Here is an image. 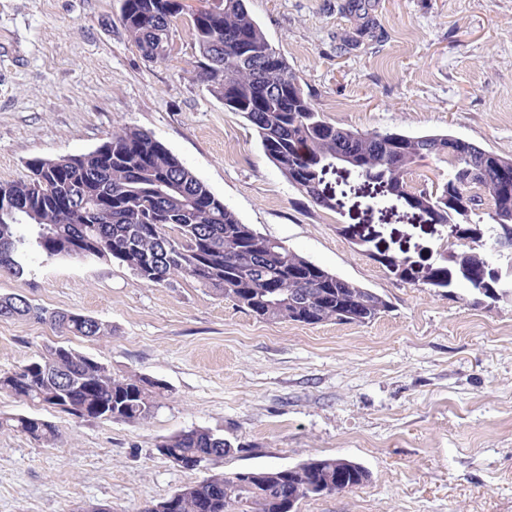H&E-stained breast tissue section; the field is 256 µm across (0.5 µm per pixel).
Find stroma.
<instances>
[{
	"label": "stroma",
	"instance_id": "stroma-1",
	"mask_svg": "<svg viewBox=\"0 0 512 512\" xmlns=\"http://www.w3.org/2000/svg\"><path fill=\"white\" fill-rule=\"evenodd\" d=\"M376 37L340 50L357 21L342 0H246L309 93L337 126L450 133L512 156V0H371ZM120 0H0V181L35 158L94 150L119 127L152 133L242 223L390 308L368 324L260 321L191 280L144 283L112 262L36 259L0 273V295L111 324L108 337L59 336L0 319V375L65 341L114 377L163 383L142 423L77 421L0 392V418L60 430L52 445L0 428V512H143L215 473L344 457L364 487L301 500L297 512H512V296L474 303L463 288L397 281L337 225L379 231L391 250L429 261L442 227L355 173L328 172L341 207L312 205L264 154L241 114L192 75L183 14L165 59L144 58ZM234 453L196 471L158 455L192 428Z\"/></svg>",
	"mask_w": 512,
	"mask_h": 512
}]
</instances>
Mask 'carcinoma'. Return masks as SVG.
I'll list each match as a JSON object with an SVG mask.
<instances>
[{
    "mask_svg": "<svg viewBox=\"0 0 512 512\" xmlns=\"http://www.w3.org/2000/svg\"><path fill=\"white\" fill-rule=\"evenodd\" d=\"M184 0H121L120 21L147 59L167 55L171 24ZM198 48L194 77L224 106L242 114L265 155L312 204L329 210L315 192L325 165L338 155L351 170L381 183L390 195L448 230V255L395 270V279L432 288L462 286L475 296L512 285L491 277L486 247L512 240V190L499 165L512 157L448 133L362 132L328 122L285 59L250 15L245 0H207L191 13ZM110 150L57 159L35 158L23 180L0 182V272L21 277L38 253L48 259L118 261L141 280L159 285L188 278L233 301L260 320L316 325L368 324L389 308L384 296L332 273L279 244L237 215L153 134L136 126L113 131ZM448 162V178L418 189L407 181L420 161ZM48 323L66 335L101 338L112 326L71 311H50L19 295H0V319ZM161 384L141 376L117 379L93 358L54 344L0 376V392L55 408L76 420L144 422ZM30 439L53 443L59 430L30 416L0 421ZM224 437L193 428L161 441L159 455L189 471L233 452ZM370 471L349 459L310 458L287 468L214 474L157 500L142 512H296L307 498L358 489Z\"/></svg>",
    "mask_w": 512,
    "mask_h": 512,
    "instance_id": "cac0c4a2",
    "label": "carcinoma"
}]
</instances>
